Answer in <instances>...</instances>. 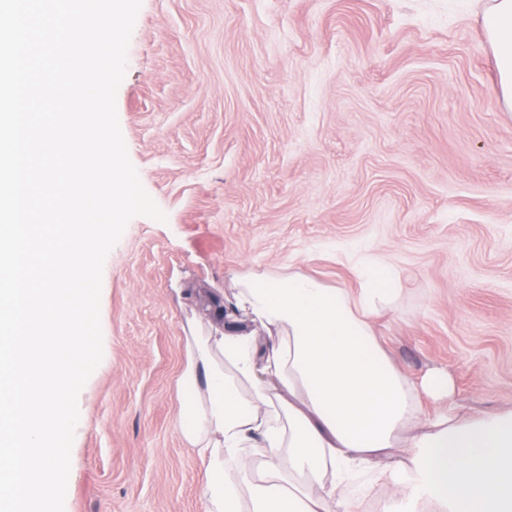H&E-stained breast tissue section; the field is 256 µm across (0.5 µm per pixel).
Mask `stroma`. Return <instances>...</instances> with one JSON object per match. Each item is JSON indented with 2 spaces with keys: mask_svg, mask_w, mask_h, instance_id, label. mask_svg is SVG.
<instances>
[{
  "mask_svg": "<svg viewBox=\"0 0 512 512\" xmlns=\"http://www.w3.org/2000/svg\"><path fill=\"white\" fill-rule=\"evenodd\" d=\"M488 0H142L116 95L139 216L106 258L103 358L78 397L65 512H204L175 420L188 328L237 273L402 293L379 342L423 412L512 409V111Z\"/></svg>",
  "mask_w": 512,
  "mask_h": 512,
  "instance_id": "35a3bbf8",
  "label": "stroma"
}]
</instances>
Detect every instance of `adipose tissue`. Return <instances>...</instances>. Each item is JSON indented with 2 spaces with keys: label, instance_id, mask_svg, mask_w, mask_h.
I'll return each mask as SVG.
<instances>
[{
  "label": "adipose tissue",
  "instance_id": "adipose-tissue-1",
  "mask_svg": "<svg viewBox=\"0 0 512 512\" xmlns=\"http://www.w3.org/2000/svg\"><path fill=\"white\" fill-rule=\"evenodd\" d=\"M483 28L512 109V0H491ZM358 280L353 293L298 271L237 274L232 301L192 329L177 429L206 465L205 512H354L364 465L388 490L382 512H512V410L424 416L422 395L447 397L448 376L413 380L381 349L391 263L373 255ZM251 448L264 451L258 479Z\"/></svg>",
  "mask_w": 512,
  "mask_h": 512
}]
</instances>
